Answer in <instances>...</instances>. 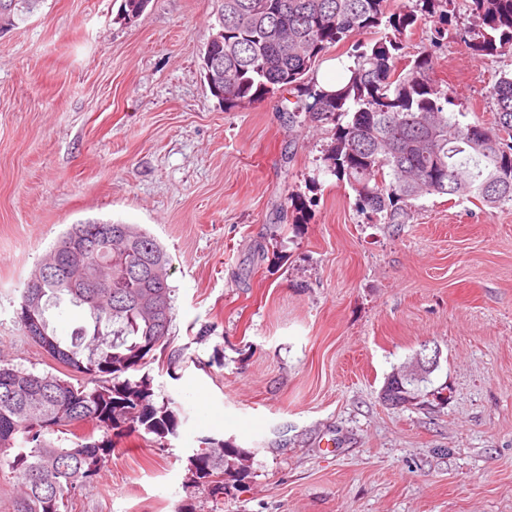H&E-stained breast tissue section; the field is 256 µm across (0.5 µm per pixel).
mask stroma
Here are the masks:
<instances>
[{
    "label": "stroma",
    "mask_w": 512,
    "mask_h": 512,
    "mask_svg": "<svg viewBox=\"0 0 512 512\" xmlns=\"http://www.w3.org/2000/svg\"><path fill=\"white\" fill-rule=\"evenodd\" d=\"M120 5L41 0L0 31V361L62 372L16 311L70 225L137 224L172 259L144 372L184 420L162 449L123 439L72 512H512V209L428 195L372 223L323 165L330 132L289 129L276 94L211 95L217 0ZM498 68L452 39L430 76L489 123ZM426 342L431 394L382 403ZM212 438L252 453L218 501L186 461Z\"/></svg>",
    "instance_id": "stroma-1"
}]
</instances>
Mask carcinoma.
<instances>
[{"instance_id":"carcinoma-1","label":"carcinoma","mask_w":512,"mask_h":512,"mask_svg":"<svg viewBox=\"0 0 512 512\" xmlns=\"http://www.w3.org/2000/svg\"><path fill=\"white\" fill-rule=\"evenodd\" d=\"M38 0H0V29L15 26ZM144 0H122L127 21L143 13ZM203 71L211 63L224 82L209 86L224 109L281 95L288 126L334 125L324 162L346 178L361 210L376 224H406L415 201L427 195L496 208L512 205V69L491 88L494 122H463L453 91L429 77L433 49L446 43L456 19L454 0H218ZM472 22L460 39L473 55L512 62V0H468ZM421 20L433 24L429 47L407 58L402 36ZM388 32L378 34L379 28ZM358 34L354 65L336 87L317 80L324 53ZM95 230V259L112 269L107 288L70 287L49 277L39 288L24 283L18 323L33 343L78 384L53 373L0 364V470L21 480L13 512H68L77 491L91 485L123 438L144 432L160 447L177 436L182 412L156 400L151 378L133 372L164 345L173 320L170 256L136 224H74L64 233ZM87 309L90 327L66 341L49 327L47 313L63 302ZM430 379L390 375L385 386L395 406L414 404ZM92 423L99 437L74 427ZM187 457L193 483L217 498L226 484L251 475L249 452L222 440Z\"/></svg>"}]
</instances>
